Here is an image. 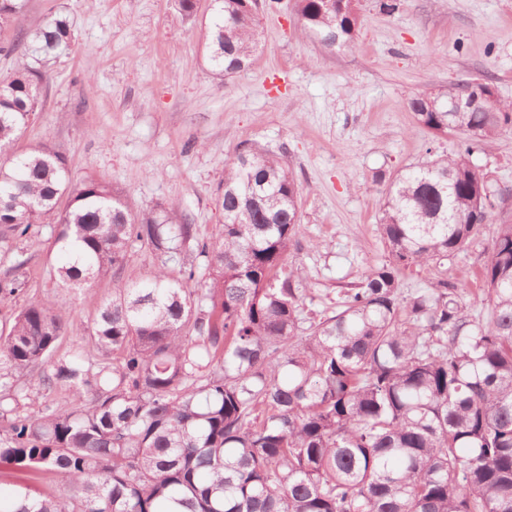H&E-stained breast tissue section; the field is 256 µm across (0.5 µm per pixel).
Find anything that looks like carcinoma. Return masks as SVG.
<instances>
[{
  "label": "carcinoma",
  "instance_id": "cac0c4a2",
  "mask_svg": "<svg viewBox=\"0 0 512 512\" xmlns=\"http://www.w3.org/2000/svg\"><path fill=\"white\" fill-rule=\"evenodd\" d=\"M26 0H0V27ZM300 30L332 49L354 41L360 0H295ZM253 0H213L204 35L214 75L248 66ZM73 40L54 15L0 43L29 58L0 78V155L39 108L45 63ZM467 86L413 95L435 137L467 135L450 155L387 178V259L315 308L299 244L300 184L277 154L245 147L225 165L209 234L170 203L134 214L108 184L70 182L47 143L0 164V250L49 227L65 262L59 288L112 276L147 250L151 275L119 287L89 329L96 354L59 351L78 330L39 300L0 317V465L48 470L67 496L0 487V512H512V224H499L479 306L440 278L404 295L400 277L442 267L484 228L495 194L473 146L512 125V104L450 112ZM65 206H60L61 201ZM27 288L0 278V301ZM40 369L43 396L23 377ZM67 390L57 405L51 393ZM43 399L36 415L23 408Z\"/></svg>",
  "mask_w": 512,
  "mask_h": 512
}]
</instances>
